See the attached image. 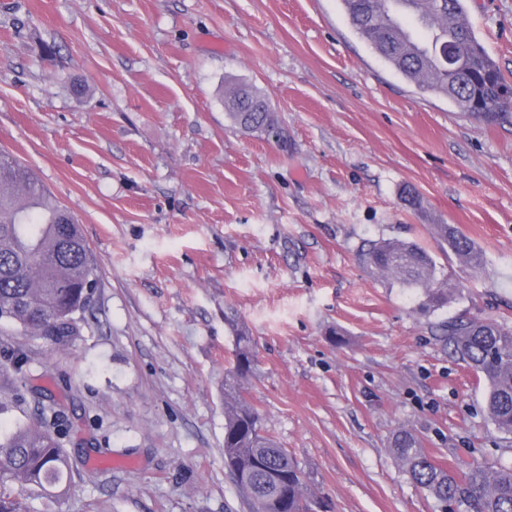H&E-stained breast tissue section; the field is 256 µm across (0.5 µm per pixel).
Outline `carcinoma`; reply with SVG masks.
Masks as SVG:
<instances>
[{"label": "carcinoma", "instance_id": "carcinoma-1", "mask_svg": "<svg viewBox=\"0 0 512 512\" xmlns=\"http://www.w3.org/2000/svg\"><path fill=\"white\" fill-rule=\"evenodd\" d=\"M351 27L395 71L424 92L448 98L468 117L494 125L507 115L512 82L501 72L465 21L463 0H341ZM224 104L247 132L267 131L274 116L267 99L242 85L227 89ZM36 173L0 150V325L67 347L78 335L79 314L98 288V268L80 225L69 224ZM440 236L466 264L478 260L470 239L439 225ZM368 265L407 288L423 289V305H448L451 296L435 260L415 242L385 240L365 255ZM448 346L484 381L486 408L499 431L512 435V329L493 321L450 318L441 327ZM254 342L243 328L235 336L233 366L224 373V468L249 512H320L303 471L288 451L268 437L259 410L244 396L253 373ZM4 380L24 373L17 353ZM0 395V512H33L30 491L48 503L69 493L72 458L56 431L60 414L43 404L40 389L28 393L41 405L37 420L6 424L18 401ZM403 469L442 505L459 512H512V467L475 464L458 473L436 463L418 438L401 430L394 439ZM288 486L283 501L275 482Z\"/></svg>", "mask_w": 512, "mask_h": 512}]
</instances>
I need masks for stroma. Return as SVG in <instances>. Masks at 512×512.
Returning a JSON list of instances; mask_svg holds the SVG:
<instances>
[{
  "label": "stroma",
  "mask_w": 512,
  "mask_h": 512,
  "mask_svg": "<svg viewBox=\"0 0 512 512\" xmlns=\"http://www.w3.org/2000/svg\"><path fill=\"white\" fill-rule=\"evenodd\" d=\"M465 18L512 80V0H465ZM234 81L268 96L277 132L233 125ZM0 148L98 265L68 348L0 335V365L24 351L28 386L64 408L66 448H90L53 512H248L224 468L238 325L256 343L246 396L330 512H440L402 469L401 430L456 471L512 465L440 335L454 316L512 327V121L421 92L341 0H0ZM384 239L436 259L447 307L365 263ZM439 234L448 241L450 250L465 264H473L478 260V252L470 239L458 233L454 228L447 224H440Z\"/></svg>",
  "instance_id": "35a3bbf8"
}]
</instances>
